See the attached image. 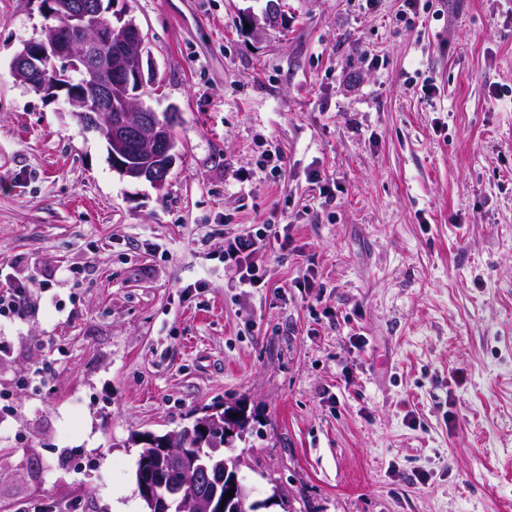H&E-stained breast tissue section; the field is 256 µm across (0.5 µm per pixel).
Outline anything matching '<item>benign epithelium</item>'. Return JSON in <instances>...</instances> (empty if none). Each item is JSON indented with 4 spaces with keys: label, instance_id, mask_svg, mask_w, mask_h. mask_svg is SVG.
Segmentation results:
<instances>
[{
    "label": "benign epithelium",
    "instance_id": "obj_1",
    "mask_svg": "<svg viewBox=\"0 0 512 512\" xmlns=\"http://www.w3.org/2000/svg\"><path fill=\"white\" fill-rule=\"evenodd\" d=\"M46 19L39 37L23 43L12 59L14 76L47 100L64 97L71 113L87 130L101 135L111 157L116 154L144 155L155 163L119 160L113 169L123 177L150 182L161 190L179 157L178 142L165 130L176 113L161 120L143 105L142 96L153 84L156 67L147 51L145 37L132 19L106 16L103 0H40ZM65 25L81 33L78 43L60 37ZM224 413L226 425L210 413L198 418L188 431L217 451L227 445L229 425L244 427V421ZM138 443L156 449L167 465L178 471L182 486L201 488L191 503L197 512H243L245 499L238 480L239 468L219 474L201 457L189 455L177 431L165 435L144 434ZM141 496L154 512H166V498L157 491V475L151 469L138 472ZM233 491L223 500L219 487Z\"/></svg>",
    "mask_w": 512,
    "mask_h": 512
}]
</instances>
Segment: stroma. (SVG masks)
Listing matches in <instances>:
<instances>
[{
    "label": "stroma",
    "mask_w": 512,
    "mask_h": 512,
    "mask_svg": "<svg viewBox=\"0 0 512 512\" xmlns=\"http://www.w3.org/2000/svg\"><path fill=\"white\" fill-rule=\"evenodd\" d=\"M38 5L0 0V512H144L132 434L227 406L259 512H512V0H114L179 114L160 191L14 77ZM268 235H242L225 240L224 257L241 265L239 284L241 287L255 288L262 281L263 270L259 254ZM29 298L30 288L26 282L17 280L6 283L5 287L1 284L0 316L18 318L24 316L28 309Z\"/></svg>",
    "instance_id": "35a3bbf8"
}]
</instances>
